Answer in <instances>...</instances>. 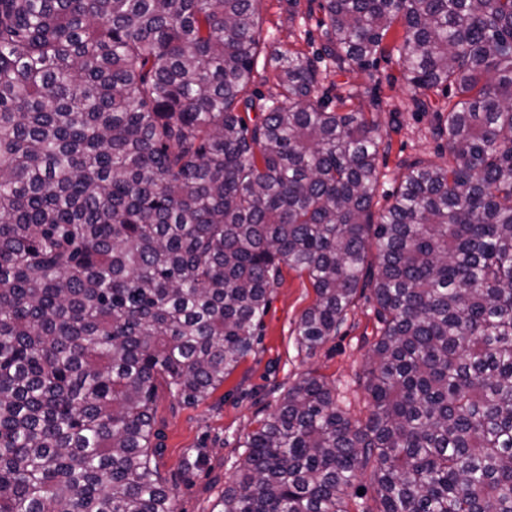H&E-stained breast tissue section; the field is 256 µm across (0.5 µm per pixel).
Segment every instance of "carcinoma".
I'll list each match as a JSON object with an SVG mask.
<instances>
[{
    "label": "carcinoma",
    "mask_w": 512,
    "mask_h": 512,
    "mask_svg": "<svg viewBox=\"0 0 512 512\" xmlns=\"http://www.w3.org/2000/svg\"><path fill=\"white\" fill-rule=\"evenodd\" d=\"M256 2L0 0V512H176L158 387L223 385L283 263L308 352L371 288L372 412L306 374L211 512H512V0H324L321 58L456 98L378 211L382 141L315 60L256 105Z\"/></svg>",
    "instance_id": "obj_1"
}]
</instances>
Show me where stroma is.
Here are the masks:
<instances>
[{"label":"stroma","instance_id":"obj_1","mask_svg":"<svg viewBox=\"0 0 512 512\" xmlns=\"http://www.w3.org/2000/svg\"><path fill=\"white\" fill-rule=\"evenodd\" d=\"M323 0H258L256 14L267 50L254 68L251 91L257 102L278 93L275 62L270 51H299L316 57L323 38ZM325 84L350 96L351 104L366 109L383 140L378 156L379 205L391 202L403 166L421 159L438 163L448 155V143L433 136L434 113L447 108L446 93L431 95V109L409 108L413 92L394 58L381 57L374 68L343 72L324 62ZM314 290L308 277L282 268L280 281L270 295L261 327V342L223 385L205 402L186 404L159 388L155 418L162 435L159 470L174 494L177 512H211L224 484L245 456L247 433L274 413L290 386L313 371L336 389L338 404L356 419H366L370 407L359 381L379 323L369 289L359 290L336 337L314 352L301 349L296 328L312 305ZM192 458L196 467L185 468Z\"/></svg>","mask_w":512,"mask_h":512}]
</instances>
